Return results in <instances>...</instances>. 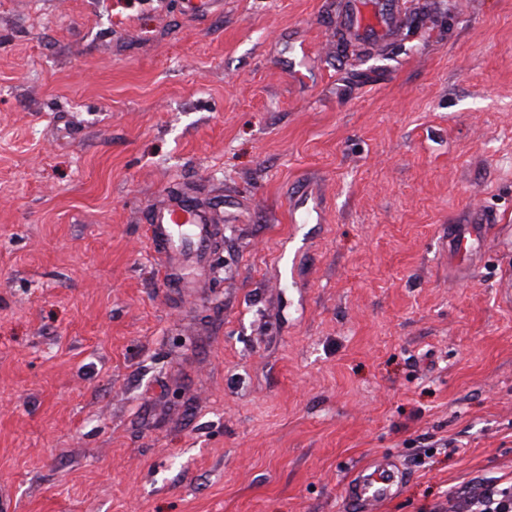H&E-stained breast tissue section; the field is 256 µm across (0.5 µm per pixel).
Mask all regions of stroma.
<instances>
[{
  "label": "stroma",
  "mask_w": 512,
  "mask_h": 512,
  "mask_svg": "<svg viewBox=\"0 0 512 512\" xmlns=\"http://www.w3.org/2000/svg\"><path fill=\"white\" fill-rule=\"evenodd\" d=\"M0 0L10 512H449L512 480V0ZM232 200L209 288L144 215ZM489 225L449 263L448 227ZM400 0H345L336 17L353 39L381 41L397 33L404 14ZM403 480V469L384 457L370 459L354 470L343 487L349 512H379Z\"/></svg>",
  "instance_id": "1"
}]
</instances>
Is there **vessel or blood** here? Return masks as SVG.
<instances>
[{
  "label": "vessel or blood",
  "mask_w": 512,
  "mask_h": 512,
  "mask_svg": "<svg viewBox=\"0 0 512 512\" xmlns=\"http://www.w3.org/2000/svg\"><path fill=\"white\" fill-rule=\"evenodd\" d=\"M404 9L403 0H343L338 18L351 38L381 41L396 34ZM214 215V208L176 194L167 195L149 210L147 231L160 257L159 274L165 287L180 291L205 287L207 258L215 236ZM484 234L481 224L449 226V254L471 256ZM402 480L403 470L395 461L370 459L344 484L348 512H379Z\"/></svg>",
  "instance_id": "b4317fda"
}]
</instances>
